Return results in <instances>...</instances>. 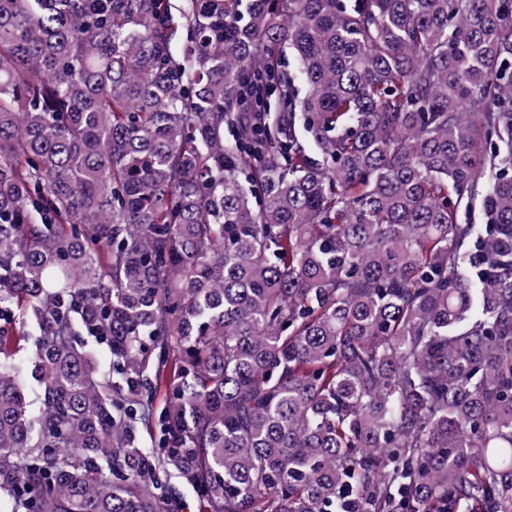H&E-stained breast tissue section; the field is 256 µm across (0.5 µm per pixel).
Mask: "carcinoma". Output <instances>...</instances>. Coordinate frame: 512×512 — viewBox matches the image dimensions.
I'll return each instance as SVG.
<instances>
[{
    "mask_svg": "<svg viewBox=\"0 0 512 512\" xmlns=\"http://www.w3.org/2000/svg\"><path fill=\"white\" fill-rule=\"evenodd\" d=\"M174 10L0 0L12 512H512V0ZM171 484L176 492L179 512H201L196 492L184 479L175 475L171 479Z\"/></svg>",
    "mask_w": 512,
    "mask_h": 512,
    "instance_id": "1",
    "label": "carcinoma"
}]
</instances>
